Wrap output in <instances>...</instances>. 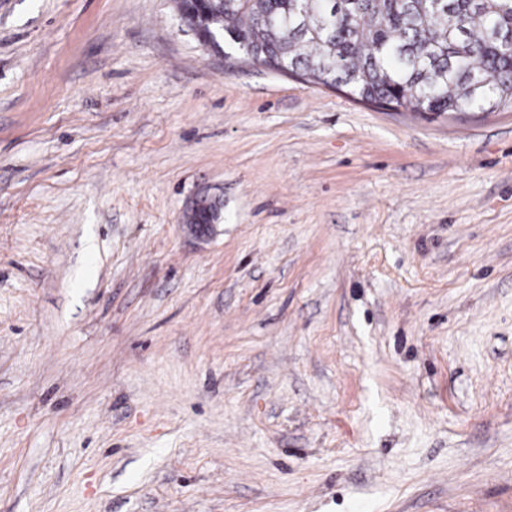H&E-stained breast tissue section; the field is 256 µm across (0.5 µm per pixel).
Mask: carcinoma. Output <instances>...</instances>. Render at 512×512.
Returning a JSON list of instances; mask_svg holds the SVG:
<instances>
[{"instance_id":"1","label":"carcinoma","mask_w":512,"mask_h":512,"mask_svg":"<svg viewBox=\"0 0 512 512\" xmlns=\"http://www.w3.org/2000/svg\"><path fill=\"white\" fill-rule=\"evenodd\" d=\"M201 14L224 54L391 111L512 110V0H208Z\"/></svg>"}]
</instances>
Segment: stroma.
Returning <instances> with one entry per match:
<instances>
[{"label": "stroma", "instance_id": "obj_1", "mask_svg": "<svg viewBox=\"0 0 512 512\" xmlns=\"http://www.w3.org/2000/svg\"><path fill=\"white\" fill-rule=\"evenodd\" d=\"M0 512H512V112L0 0ZM209 205L208 199L205 195H202L193 199L187 206L183 223L186 224L191 232L202 234L209 224L215 223L212 219ZM205 220L207 221L205 222Z\"/></svg>", "mask_w": 512, "mask_h": 512}]
</instances>
